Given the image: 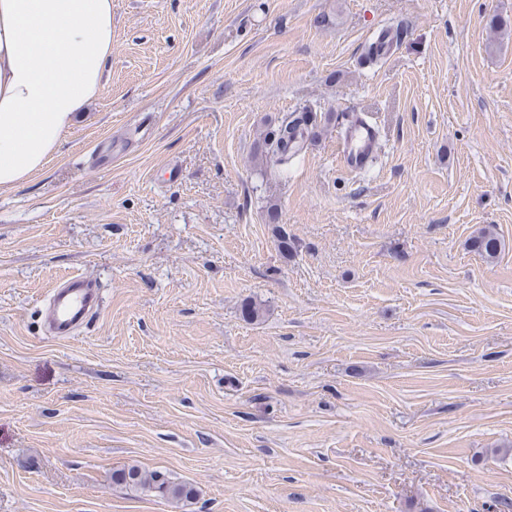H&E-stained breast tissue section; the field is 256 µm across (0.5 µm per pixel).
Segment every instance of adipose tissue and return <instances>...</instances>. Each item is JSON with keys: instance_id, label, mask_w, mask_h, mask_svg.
Returning a JSON list of instances; mask_svg holds the SVG:
<instances>
[{"instance_id": "ef3b65f1", "label": "adipose tissue", "mask_w": 512, "mask_h": 512, "mask_svg": "<svg viewBox=\"0 0 512 512\" xmlns=\"http://www.w3.org/2000/svg\"><path fill=\"white\" fill-rule=\"evenodd\" d=\"M111 55L112 0H0V189L47 169Z\"/></svg>"}]
</instances>
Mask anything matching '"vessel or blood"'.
Returning <instances> with one entry per match:
<instances>
[{"instance_id":"b4317fda","label":"vessel or blood","mask_w":512,"mask_h":512,"mask_svg":"<svg viewBox=\"0 0 512 512\" xmlns=\"http://www.w3.org/2000/svg\"><path fill=\"white\" fill-rule=\"evenodd\" d=\"M378 137L374 126L354 119L343 141L342 159L355 170L367 167L377 150ZM48 326L52 334L72 336L97 314L100 294L95 281L84 274H72L61 279L49 295Z\"/></svg>"}]
</instances>
